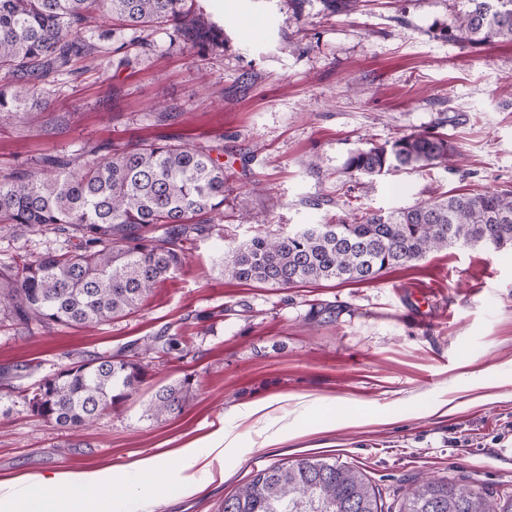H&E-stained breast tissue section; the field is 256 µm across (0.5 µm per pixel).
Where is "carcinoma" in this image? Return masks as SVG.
Masks as SVG:
<instances>
[{"mask_svg":"<svg viewBox=\"0 0 512 512\" xmlns=\"http://www.w3.org/2000/svg\"><path fill=\"white\" fill-rule=\"evenodd\" d=\"M195 0H0V120L34 100L37 84L94 43L87 22H111L98 39L124 29L170 26L202 52L224 49V30ZM440 28L447 41L475 47L512 41V0H468ZM213 149L155 138L102 143L79 164L49 156L0 181V224L48 229L76 240L70 249L0 264V314L27 333L55 325L112 321L136 308L184 264L185 243L215 230L224 215V162ZM457 147L436 129L350 150L343 170L377 178L406 170L455 169ZM512 246V189L449 194L388 212L346 209L320 224L258 235L234 246L224 272L242 283L281 288L320 280L369 282L454 245ZM145 367L107 353L45 376L33 390L0 388V412L20 403L33 416L78 431L138 392ZM192 378L165 385L144 402L160 421L180 416ZM223 512H382L358 468L318 456L259 471ZM399 512H512V495L494 498L446 479L415 484Z\"/></svg>","mask_w":512,"mask_h":512,"instance_id":"1","label":"carcinoma"}]
</instances>
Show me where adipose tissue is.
<instances>
[{"label":"adipose tissue","instance_id":"ef3b65f1","mask_svg":"<svg viewBox=\"0 0 512 512\" xmlns=\"http://www.w3.org/2000/svg\"><path fill=\"white\" fill-rule=\"evenodd\" d=\"M235 446V438L220 428L204 443L179 449L176 468H168L162 455L141 458L136 467L146 475L164 476L179 496L189 497L199 491L200 476H211L213 464L223 462ZM124 481V473L114 468L57 472L36 480L0 478V512H122L125 501L113 492Z\"/></svg>","mask_w":512,"mask_h":512}]
</instances>
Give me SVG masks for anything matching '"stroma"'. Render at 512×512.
<instances>
[{"label": "stroma", "instance_id": "obj_1", "mask_svg": "<svg viewBox=\"0 0 512 512\" xmlns=\"http://www.w3.org/2000/svg\"><path fill=\"white\" fill-rule=\"evenodd\" d=\"M198 4L223 28V51L197 55L163 26L127 30L121 53L98 41L39 84V105L0 123V176L156 135L222 141L225 176L222 235L196 236L182 268L134 312L32 335L0 322V372L22 390L64 365L154 346L139 391L81 431L19 406L0 415V478L127 469L222 427L238 443L224 481L182 499L157 485L154 512H222L258 470L303 455L359 468L384 512H398L423 477L512 494V248L456 245L362 284L245 285L222 267L224 246L319 223L348 200L389 211L512 187V42L437 38L466 0H357L339 15L321 0L300 11L293 0ZM158 100L174 119L157 120ZM440 121L462 153L459 171L344 174L349 150ZM64 245L0 224V262ZM321 306L333 320L316 316ZM171 336L180 350L168 351ZM186 375L194 392L180 417L143 415L154 391ZM270 397L266 417L238 416ZM313 419L322 431L305 433Z\"/></svg>", "mask_w": 512, "mask_h": 512}]
</instances>
